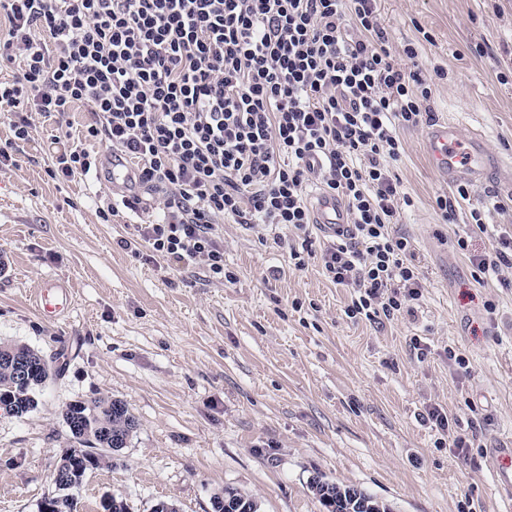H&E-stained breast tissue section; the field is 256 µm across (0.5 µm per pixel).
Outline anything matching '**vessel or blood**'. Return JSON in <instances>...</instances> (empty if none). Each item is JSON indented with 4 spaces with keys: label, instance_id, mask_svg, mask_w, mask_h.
I'll list each match as a JSON object with an SVG mask.
<instances>
[{
    "label": "vessel or blood",
    "instance_id": "1",
    "mask_svg": "<svg viewBox=\"0 0 512 512\" xmlns=\"http://www.w3.org/2000/svg\"><path fill=\"white\" fill-rule=\"evenodd\" d=\"M429 155L437 172L451 182H466L481 186L488 172L496 165V157L484 143L462 138L456 124L432 125L426 134ZM136 171L123 157H110L104 169V179L116 192H129L136 184ZM316 221L326 231L334 232L348 223L345 205L336 197L319 196L314 204ZM73 301L69 285L55 278L41 280L37 285L36 302L41 315L56 317ZM491 469L499 488L512 490V448L495 449Z\"/></svg>",
    "mask_w": 512,
    "mask_h": 512
}]
</instances>
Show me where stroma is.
Wrapping results in <instances>:
<instances>
[{
  "mask_svg": "<svg viewBox=\"0 0 512 512\" xmlns=\"http://www.w3.org/2000/svg\"><path fill=\"white\" fill-rule=\"evenodd\" d=\"M380 21L398 63L435 79L434 122H454L499 160L469 187L447 222L436 205L454 193L433 170L419 126L401 133L394 172L412 199L397 226L423 271L414 314L354 321L350 291L328 282L318 260L288 261L287 229L223 224L224 259L235 282L198 264L167 262L147 247H120L157 222L164 197L142 194L145 213L121 209L102 223L114 194L97 172L62 181L47 168L56 124L34 116L29 141L0 166V342L40 351L52 373L23 417L0 416V512H38L51 475L74 447L63 419L74 400L116 398L138 421L126 448L73 489L75 512H100L122 496L131 512L160 501L179 512H212L224 487L251 496L259 512H325L308 488L314 475L352 486L391 512H512L489 466L512 446V288L477 283L456 240L475 209L487 232L469 240L490 251L512 230V0H380ZM418 51L417 60L404 54ZM497 209H488V202ZM71 284L69 310L42 317L34 282ZM468 372L448 362L449 347ZM439 407L475 435L468 455L437 447L421 421Z\"/></svg>",
  "mask_w": 512,
  "mask_h": 512,
  "instance_id": "35a3bbf8",
  "label": "stroma"
}]
</instances>
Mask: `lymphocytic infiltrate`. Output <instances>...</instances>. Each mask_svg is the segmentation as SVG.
Returning a JSON list of instances; mask_svg holds the SVG:
<instances>
[{
  "instance_id": "lymphocytic-infiltrate-1",
  "label": "lymphocytic infiltrate",
  "mask_w": 512,
  "mask_h": 512,
  "mask_svg": "<svg viewBox=\"0 0 512 512\" xmlns=\"http://www.w3.org/2000/svg\"><path fill=\"white\" fill-rule=\"evenodd\" d=\"M0 112L11 138L33 114L63 124L74 104L93 120L53 149L49 175L96 168L94 140L134 160L163 190L159 222L139 239L217 280L225 222L288 228L295 268L319 258L351 289L348 318L377 323L422 298L408 236L411 199L392 171L403 129L426 124L432 89L386 47L377 0H0ZM341 199L349 224L314 249L307 184Z\"/></svg>"
}]
</instances>
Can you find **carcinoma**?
<instances>
[{
    "label": "carcinoma",
    "instance_id": "carcinoma-1",
    "mask_svg": "<svg viewBox=\"0 0 512 512\" xmlns=\"http://www.w3.org/2000/svg\"><path fill=\"white\" fill-rule=\"evenodd\" d=\"M13 353L14 361L28 366L27 378L16 373L15 366L4 360L3 353ZM49 378V367L39 351L17 343L0 342V413L22 417L34 409L37 389ZM63 419L79 447L73 452L82 456L76 463L81 476L109 463L107 451L127 446L137 431V421L127 405L119 399L75 400L66 404ZM75 485H62L52 494L60 512H73L69 491ZM310 490L326 512H391L389 506L357 488L341 486L315 476ZM213 512H258L255 500L241 491L226 487L212 497Z\"/></svg>",
    "mask_w": 512,
    "mask_h": 512
}]
</instances>
